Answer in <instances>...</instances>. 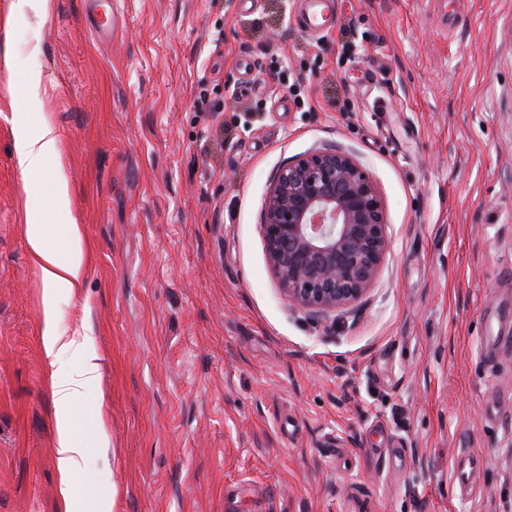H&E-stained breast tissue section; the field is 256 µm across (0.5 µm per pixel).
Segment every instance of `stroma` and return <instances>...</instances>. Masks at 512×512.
<instances>
[{"label":"stroma","mask_w":512,"mask_h":512,"mask_svg":"<svg viewBox=\"0 0 512 512\" xmlns=\"http://www.w3.org/2000/svg\"><path fill=\"white\" fill-rule=\"evenodd\" d=\"M16 2L0 0V512H61L27 215L44 210L52 244L66 229L45 211L54 162L29 187L13 152L42 114L87 257L58 325L100 361L77 407L82 501L512 512V0H333L322 33L296 26L300 0H112L105 37L90 0ZM323 148L370 173L389 238L368 292L326 318L289 304L260 229L277 169ZM464 450L485 463L473 497L452 480Z\"/></svg>","instance_id":"obj_1"}]
</instances>
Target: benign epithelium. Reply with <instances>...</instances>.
<instances>
[{"label":"benign epithelium","mask_w":512,"mask_h":512,"mask_svg":"<svg viewBox=\"0 0 512 512\" xmlns=\"http://www.w3.org/2000/svg\"><path fill=\"white\" fill-rule=\"evenodd\" d=\"M260 227L289 302L323 315L370 289L389 246L374 181L354 156L335 148L303 153L277 170Z\"/></svg>","instance_id":"benign-epithelium-1"}]
</instances>
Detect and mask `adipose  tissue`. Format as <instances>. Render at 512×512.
<instances>
[{"mask_svg": "<svg viewBox=\"0 0 512 512\" xmlns=\"http://www.w3.org/2000/svg\"><path fill=\"white\" fill-rule=\"evenodd\" d=\"M15 160L25 177L42 173L48 158L59 157L61 146L54 125L41 120L36 129L20 126L13 143ZM55 190L49 208L67 227L62 248H54L47 227L31 216L25 226L28 249L43 284L42 351L50 367L49 388L55 410L54 455L58 464L59 495L63 512H76L77 480L88 449L74 413L77 401L99 376L97 356L80 332L65 333L56 321V303L61 296L74 295L81 283L85 253L81 227L70 210L67 181L63 169H56Z\"/></svg>", "mask_w": 512, "mask_h": 512, "instance_id": "obj_1", "label": "adipose tissue"}]
</instances>
